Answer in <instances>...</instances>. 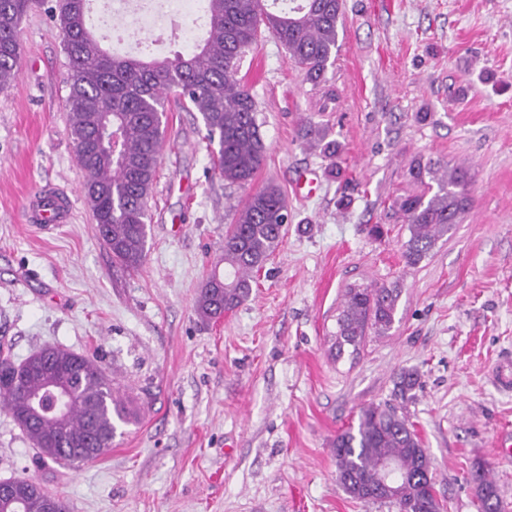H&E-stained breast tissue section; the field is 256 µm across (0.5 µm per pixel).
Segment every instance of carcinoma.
<instances>
[{
  "label": "carcinoma",
  "instance_id": "obj_1",
  "mask_svg": "<svg viewBox=\"0 0 512 512\" xmlns=\"http://www.w3.org/2000/svg\"><path fill=\"white\" fill-rule=\"evenodd\" d=\"M34 0H0V87L20 74V25ZM88 0H56L50 7L64 35L70 92L69 129L77 160L85 172V199L112 257L137 271L146 256L149 202L165 141L170 101L200 115L207 131L212 166L230 184L251 183L265 158L257 104L238 75L240 61L262 33L274 37L290 60L314 85L327 81L335 59L344 0H299L274 10L267 0H207L206 37L186 54L144 60L107 51L87 22ZM121 151L108 148L112 133ZM301 138L336 157L339 146L307 119ZM418 191L391 204L408 231L402 256L418 265L451 233L469 203V169L439 160L414 161L408 170ZM288 224L282 188L268 183L250 194L225 226L219 263L200 285L196 313L217 318L246 301L253 273L275 252ZM401 290L376 284L350 285L336 324L335 356L345 347L357 352L372 331L388 334L396 321ZM415 369L397 375L394 397L403 401L419 385ZM0 403L38 449L40 460L73 465L100 457L112 447L116 423L131 411L117 395L98 360L64 348L37 351L20 363L0 351ZM337 482L349 496L389 503L397 512H440L432 461L404 407L390 402L360 409L358 423L332 444ZM397 462L402 480L389 494L380 484L379 464ZM480 512H500L495 483L474 468ZM21 490L0 499V512H66L63 500L33 478H9Z\"/></svg>",
  "mask_w": 512,
  "mask_h": 512
}]
</instances>
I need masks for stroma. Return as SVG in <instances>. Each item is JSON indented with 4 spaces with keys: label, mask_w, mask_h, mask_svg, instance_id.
I'll return each mask as SVG.
<instances>
[{
    "label": "stroma",
    "mask_w": 512,
    "mask_h": 512,
    "mask_svg": "<svg viewBox=\"0 0 512 512\" xmlns=\"http://www.w3.org/2000/svg\"><path fill=\"white\" fill-rule=\"evenodd\" d=\"M54 3L24 17L20 75L0 88V348L18 361L47 345L96 357L138 413L104 455L63 466L42 463L0 409V480L33 478L68 512H396L343 492L332 442L413 368L407 411L442 512H477V465L512 512V393L490 380L512 351V0H345L317 87L262 35L240 63L261 169L251 184L224 183L200 115L172 107L135 274L113 262L83 195ZM307 117L339 142L338 174L300 139ZM419 158L468 166L472 202L410 267L408 233L388 211L414 191ZM309 172L318 186L303 197L295 184ZM268 182L286 194L287 232L249 299L203 320L195 301L224 226ZM49 183L73 210L40 233L23 207ZM354 282L399 286L396 321L339 356L336 317Z\"/></svg>",
    "instance_id": "35a3bbf8"
}]
</instances>
